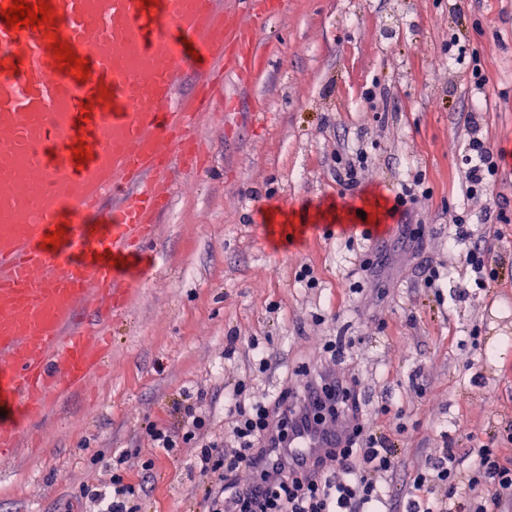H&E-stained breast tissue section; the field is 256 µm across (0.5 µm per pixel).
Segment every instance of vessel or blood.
Masks as SVG:
<instances>
[{
    "label": "vessel or blood",
    "mask_w": 512,
    "mask_h": 512,
    "mask_svg": "<svg viewBox=\"0 0 512 512\" xmlns=\"http://www.w3.org/2000/svg\"><path fill=\"white\" fill-rule=\"evenodd\" d=\"M46 1L42 25L0 18V406L25 416L0 420V456L101 374L105 325L130 298L122 265L155 239L177 189L170 172L206 162L197 124L217 79H255L260 33L283 4L234 0L228 16L221 0ZM59 44L85 75L59 63ZM192 50L202 64L189 82ZM106 98L112 111H98ZM110 197L107 223L57 226L62 209L93 214Z\"/></svg>",
    "instance_id": "obj_1"
}]
</instances>
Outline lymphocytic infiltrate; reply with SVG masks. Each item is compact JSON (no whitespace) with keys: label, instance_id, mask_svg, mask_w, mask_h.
I'll use <instances>...</instances> for the list:
<instances>
[{"label":"lymphocytic infiltrate","instance_id":"1","mask_svg":"<svg viewBox=\"0 0 512 512\" xmlns=\"http://www.w3.org/2000/svg\"><path fill=\"white\" fill-rule=\"evenodd\" d=\"M462 132L468 150L466 196L482 199L486 211H493L500 206L493 195L502 175L500 157L481 137L475 117L467 118ZM334 163L336 183L345 192L356 190L374 171L363 149L341 148ZM431 197L424 176H417L395 194L390 212L426 222ZM454 224L457 239L470 243L464 262L476 286L488 287L496 277L489 246L474 240L462 219ZM356 386V378L331 368L294 397L249 401L237 384L224 392L231 440L212 433L209 415L195 403L184 406L180 431L160 424L149 435L169 457L183 445H196L194 467L206 480L207 512H512V459L488 445L470 448L463 457L443 449L415 473L408 499L397 498L385 480L396 472L399 452L363 419ZM303 432L336 435L335 445L314 449L304 467L291 456L294 438ZM153 467L143 463L134 482L115 472L106 488L84 486L87 512H138V499L153 490ZM242 471L249 473L248 482L236 481Z\"/></svg>","mask_w":512,"mask_h":512}]
</instances>
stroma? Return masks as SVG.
I'll return each mask as SVG.
<instances>
[{"label":"stroma","instance_id":"stroma-1","mask_svg":"<svg viewBox=\"0 0 512 512\" xmlns=\"http://www.w3.org/2000/svg\"><path fill=\"white\" fill-rule=\"evenodd\" d=\"M453 34L480 56L482 94L443 51ZM259 49L268 67L247 88L225 78L236 113L218 104L204 116L207 164L186 174L150 252L126 264L131 301L109 327L102 374L0 459V512H84L82 488L122 453L130 474L155 462L140 512H205L196 448L167 457L150 424L177 426V403L199 395L225 432V388L301 391L330 340L342 342L336 371L357 379L365 419L401 449L388 479L397 496L442 449L461 454L512 428V207L485 222L454 160L467 150L466 112L493 151L512 148V0H284ZM372 80L375 113L360 96ZM356 142L379 175L348 207L325 161ZM419 171L431 219L406 244L384 212ZM457 215L493 251L490 287L474 285L451 239ZM304 265L317 287L298 282ZM430 265L447 270L442 296L422 283Z\"/></svg>","mask_w":512,"mask_h":512}]
</instances>
